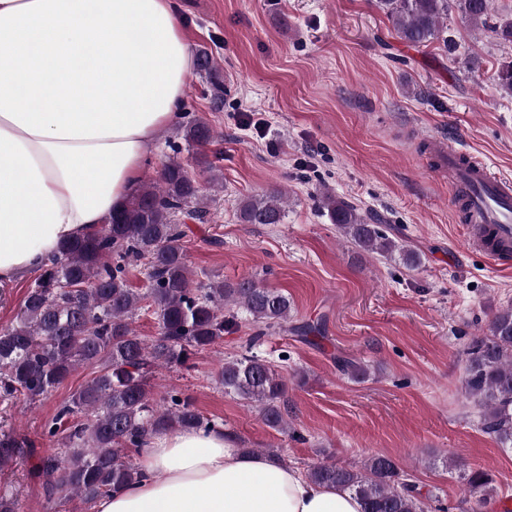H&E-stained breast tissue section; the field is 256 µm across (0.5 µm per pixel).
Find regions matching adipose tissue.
I'll return each mask as SVG.
<instances>
[{"instance_id": "obj_1", "label": "adipose tissue", "mask_w": 512, "mask_h": 512, "mask_svg": "<svg viewBox=\"0 0 512 512\" xmlns=\"http://www.w3.org/2000/svg\"><path fill=\"white\" fill-rule=\"evenodd\" d=\"M193 58L177 0H0V285L120 210ZM97 512H363L223 430L149 438Z\"/></svg>"}]
</instances>
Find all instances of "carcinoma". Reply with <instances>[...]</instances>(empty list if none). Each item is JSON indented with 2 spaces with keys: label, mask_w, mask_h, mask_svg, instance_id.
<instances>
[{
  "label": "carcinoma",
  "mask_w": 512,
  "mask_h": 512,
  "mask_svg": "<svg viewBox=\"0 0 512 512\" xmlns=\"http://www.w3.org/2000/svg\"><path fill=\"white\" fill-rule=\"evenodd\" d=\"M392 20L399 38L413 46L452 40L440 23L451 0H376ZM475 25L486 24L491 0H457ZM199 76L210 83L211 103L224 105V82L217 61L206 49L195 54ZM496 82L512 95V60L499 65ZM187 149L210 145L214 132L203 118L180 127ZM284 194L272 190L244 199L239 218L245 224H282ZM321 208L347 240L384 258L399 256L415 268L420 255L399 248L381 224H371L351 203L330 193ZM204 221L206 207L199 182L178 160L167 162L159 178L134 189L111 221L92 233L64 243L42 270L16 322L0 331V401L19 395L36 401L58 389L80 365L95 368L81 389L63 400L44 435L57 439V451L44 456L34 475L43 479L47 499L74 497L95 503L137 478L130 452H139L148 436L173 428L210 431L215 424L193 402L169 393L162 403L151 396L150 376L158 367H181L224 338V308L238 307L269 330L285 327L292 310L287 295L254 280L209 282L192 287L193 272L182 245L177 217ZM147 260L148 288L137 292L126 281L132 262ZM147 302L154 308L158 336L144 340L132 326ZM338 368L352 379L367 376L355 358L339 357ZM216 383L224 393L255 404L262 422L288 429V386L274 365L253 352L224 361ZM462 389L479 409V425L503 448H512V305L498 309L487 332L466 350ZM27 441L0 432V465L24 452ZM318 484L347 491L364 512H425L408 474L393 457L376 454L359 464L323 462L307 471ZM465 488L487 502L493 478L475 468L460 475Z\"/></svg>",
  "instance_id": "obj_1"
}]
</instances>
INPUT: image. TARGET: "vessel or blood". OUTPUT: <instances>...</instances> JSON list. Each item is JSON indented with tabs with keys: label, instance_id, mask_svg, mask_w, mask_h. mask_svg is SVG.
<instances>
[{
	"label": "vessel or blood",
	"instance_id": "obj_1",
	"mask_svg": "<svg viewBox=\"0 0 512 512\" xmlns=\"http://www.w3.org/2000/svg\"><path fill=\"white\" fill-rule=\"evenodd\" d=\"M431 147L443 157L452 191L466 195L470 212L467 244L483 247L484 242L475 231L479 224L489 225L499 242H512V178L492 172L485 163L473 160L464 147H444L437 141Z\"/></svg>",
	"mask_w": 512,
	"mask_h": 512
}]
</instances>
